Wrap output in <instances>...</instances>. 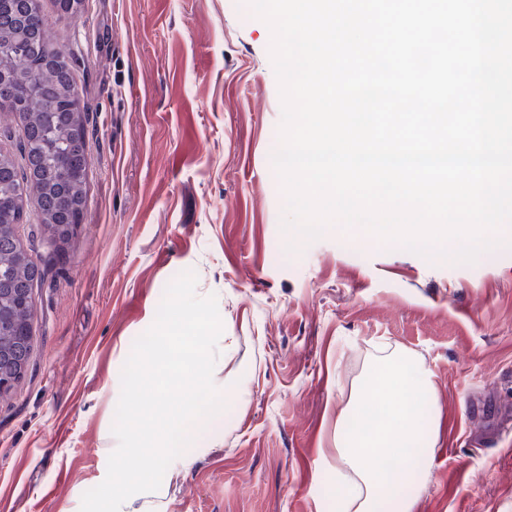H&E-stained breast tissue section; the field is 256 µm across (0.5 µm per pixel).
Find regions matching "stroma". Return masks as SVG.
Here are the masks:
<instances>
[{"mask_svg":"<svg viewBox=\"0 0 512 512\" xmlns=\"http://www.w3.org/2000/svg\"><path fill=\"white\" fill-rule=\"evenodd\" d=\"M75 55L84 220L58 253L19 227L34 288L28 373L0 396V512H80L117 446L121 371L167 285L197 275L223 331L225 408L121 512H336L319 467L382 348L432 373L435 452L412 512H512V225L472 264L357 229H284L271 34L242 0H39Z\"/></svg>","mask_w":512,"mask_h":512,"instance_id":"35a3bbf8","label":"stroma"}]
</instances>
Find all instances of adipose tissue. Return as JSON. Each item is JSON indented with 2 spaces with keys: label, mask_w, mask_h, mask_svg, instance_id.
Here are the masks:
<instances>
[{
  "label": "adipose tissue",
  "mask_w": 512,
  "mask_h": 512,
  "mask_svg": "<svg viewBox=\"0 0 512 512\" xmlns=\"http://www.w3.org/2000/svg\"><path fill=\"white\" fill-rule=\"evenodd\" d=\"M435 424L431 371L402 351L377 357L336 418L333 453L320 458L344 488L338 512H411L400 487L428 473Z\"/></svg>",
  "instance_id": "1"
}]
</instances>
